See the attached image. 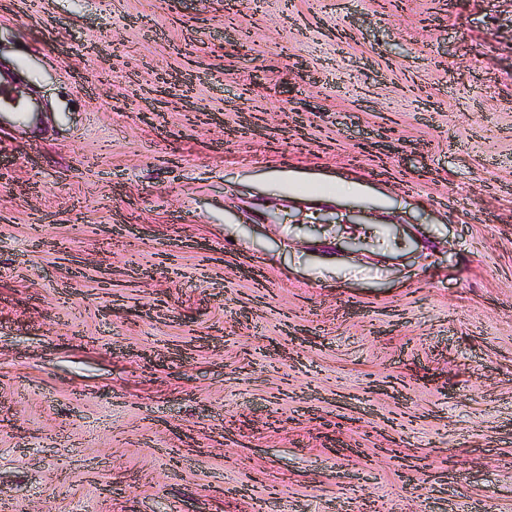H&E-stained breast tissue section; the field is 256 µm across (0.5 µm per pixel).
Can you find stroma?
<instances>
[{
    "instance_id": "stroma-1",
    "label": "stroma",
    "mask_w": 512,
    "mask_h": 512,
    "mask_svg": "<svg viewBox=\"0 0 512 512\" xmlns=\"http://www.w3.org/2000/svg\"><path fill=\"white\" fill-rule=\"evenodd\" d=\"M0 512H512V0H0Z\"/></svg>"
}]
</instances>
